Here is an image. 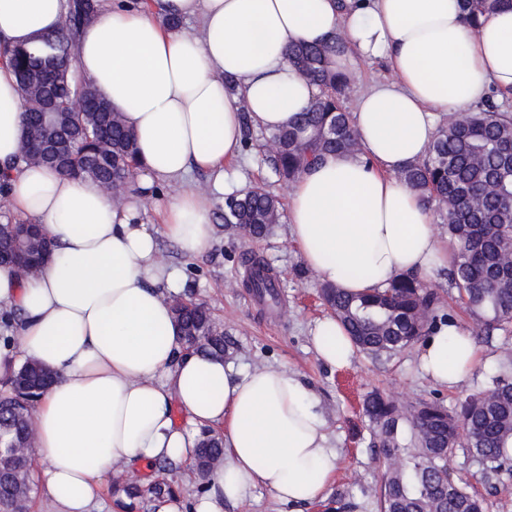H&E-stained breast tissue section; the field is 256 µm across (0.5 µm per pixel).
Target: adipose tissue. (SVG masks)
<instances>
[{
  "instance_id": "1",
  "label": "adipose tissue",
  "mask_w": 512,
  "mask_h": 512,
  "mask_svg": "<svg viewBox=\"0 0 512 512\" xmlns=\"http://www.w3.org/2000/svg\"><path fill=\"white\" fill-rule=\"evenodd\" d=\"M66 0H0V42L31 43L56 30ZM168 17L183 26L165 25ZM198 23L193 34L186 22ZM341 38L331 67L384 60L352 116L363 153L328 155L292 187L290 237L321 282L361 294L395 275H429L448 263L433 214L398 173L423 159L439 118L512 95V9L472 28L460 0H110L84 29L75 66L122 113L141 161L137 192L115 202L98 183L18 163L22 108L0 66V171L15 213L56 244L33 277L0 267V306L19 317L0 333V379L29 357L56 374L34 412L48 512H102V484L161 460L189 463L204 431L224 429V462L191 502L163 497L154 512H224L262 488L280 502L317 499L340 452L317 398L286 370L246 369L183 348L168 296L181 279L158 236L188 256L212 242V208L224 165L241 153L242 117L268 132L288 125L317 95L288 60L289 44ZM195 170L208 189L186 186ZM159 199L160 225L140 198ZM323 361L344 367L355 349L334 318L312 330ZM478 363L469 332L443 324L420 348V367L443 385Z\"/></svg>"
}]
</instances>
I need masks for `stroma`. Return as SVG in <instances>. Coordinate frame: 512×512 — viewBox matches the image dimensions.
<instances>
[{
  "mask_svg": "<svg viewBox=\"0 0 512 512\" xmlns=\"http://www.w3.org/2000/svg\"><path fill=\"white\" fill-rule=\"evenodd\" d=\"M265 137V131L255 130L252 148L225 165V192L263 184L281 201H288L290 186L277 182L263 161ZM223 209V202L215 203L214 240L200 256H185L173 242L160 239L163 257L182 273L181 293L212 308L224 330L225 359L251 369L285 368L318 397L326 432L341 458L324 499L305 505L301 512H379L376 489L382 470L371 449L372 426L363 412L365 395L378 389L401 404L439 397L445 405L455 406L461 397L489 387L501 359L512 355V325L474 337L480 363L465 381L452 387L438 385L421 372L414 347L390 359L376 360L359 352L348 366L327 365L318 358L311 334L330 311L319 297L317 277L291 241L287 223L277 224L265 240L252 242L225 231ZM250 252L269 263L279 284L278 302L259 299L243 288V260ZM451 466L485 498L487 512H512V479H486L472 458L461 453Z\"/></svg>",
  "mask_w": 512,
  "mask_h": 512,
  "instance_id": "stroma-1",
  "label": "stroma"
}]
</instances>
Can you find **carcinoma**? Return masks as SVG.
Wrapping results in <instances>:
<instances>
[{
    "instance_id": "cac0c4a2",
    "label": "carcinoma",
    "mask_w": 512,
    "mask_h": 512,
    "mask_svg": "<svg viewBox=\"0 0 512 512\" xmlns=\"http://www.w3.org/2000/svg\"><path fill=\"white\" fill-rule=\"evenodd\" d=\"M512 0H462L465 20L473 28ZM99 0H68L62 25L27 48H4V62L13 71L24 119L55 108L52 123L27 127L19 161L47 164L29 148L32 140L52 137L68 144L64 158L52 164L62 174L91 179L119 201L135 187L140 163L133 134L122 116L101 100L92 83L73 69L81 30L98 14ZM330 44L292 43L288 59L316 86L315 102L288 127L270 134L267 161L279 180L294 182L328 153L362 154L352 117L344 106L350 78L333 72L329 56L342 49ZM399 177L425 203L435 201L446 212L444 230L452 249L448 280L455 301L486 336L512 322V117L492 100L476 112L440 117L427 156L405 166ZM281 204L262 186L224 197V229L252 240L267 237L279 223ZM21 222L0 224V264L12 263L16 252L36 257L21 269L38 272L37 256L52 250L50 241L19 237ZM243 286L259 297L277 301L276 280L260 257L249 259ZM321 298L352 337L359 350L373 357H391L429 335L438 324L440 296L414 274H400L386 287L350 295L325 285ZM183 346L189 351L224 356V331L201 303L171 295ZM51 381L50 372L29 359L6 380L0 393V503L10 512H29L35 492L25 463L34 443L32 408ZM373 426V452L383 467L378 490L380 512H484L483 500L450 466L458 450L482 468L487 479L512 473V358L500 364L491 386L468 394L450 409L432 400L399 404L378 391L364 399ZM224 460L223 438L209 432L198 447L190 472L205 486ZM176 489L168 483L130 482L112 486L121 512L147 509Z\"/></svg>"
}]
</instances>
